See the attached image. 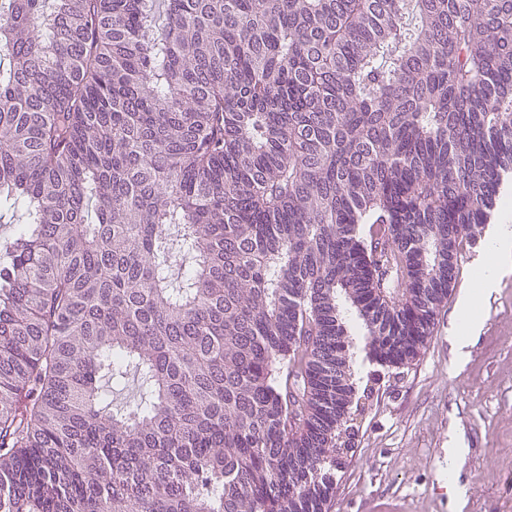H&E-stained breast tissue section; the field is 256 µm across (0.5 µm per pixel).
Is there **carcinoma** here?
<instances>
[{
	"label": "carcinoma",
	"instance_id": "1",
	"mask_svg": "<svg viewBox=\"0 0 512 512\" xmlns=\"http://www.w3.org/2000/svg\"><path fill=\"white\" fill-rule=\"evenodd\" d=\"M156 2L0 0V512H322L349 317L416 358L512 174V0Z\"/></svg>",
	"mask_w": 512,
	"mask_h": 512
}]
</instances>
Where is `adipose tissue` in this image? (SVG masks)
<instances>
[{"label":"adipose tissue","instance_id":"1","mask_svg":"<svg viewBox=\"0 0 512 512\" xmlns=\"http://www.w3.org/2000/svg\"><path fill=\"white\" fill-rule=\"evenodd\" d=\"M477 279L465 293L452 322L450 332L458 346L465 348L478 331L481 318L479 303L499 287L503 277L512 271V201L504 200L498 224L486 233V248L476 262Z\"/></svg>","mask_w":512,"mask_h":512}]
</instances>
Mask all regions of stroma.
I'll list each match as a JSON object with an SVG mask.
<instances>
[{"label": "stroma", "mask_w": 512, "mask_h": 512, "mask_svg": "<svg viewBox=\"0 0 512 512\" xmlns=\"http://www.w3.org/2000/svg\"><path fill=\"white\" fill-rule=\"evenodd\" d=\"M481 253L466 251L426 350L382 369L362 398L324 512H512V273L482 300L465 357L448 333ZM452 448L463 451L456 494L443 480Z\"/></svg>", "instance_id": "stroma-1"}]
</instances>
